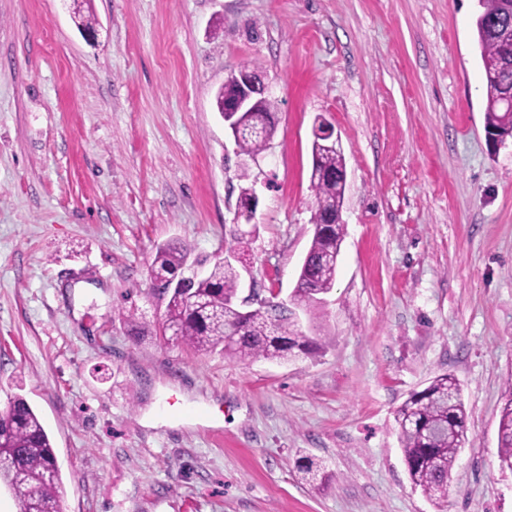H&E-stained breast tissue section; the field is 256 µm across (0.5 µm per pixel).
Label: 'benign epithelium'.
Here are the masks:
<instances>
[{
	"mask_svg": "<svg viewBox=\"0 0 512 512\" xmlns=\"http://www.w3.org/2000/svg\"><path fill=\"white\" fill-rule=\"evenodd\" d=\"M228 80L234 82L235 93L224 101V128L237 139L245 130H259L271 121L261 110V101L269 96V87L260 82L258 76L247 68L232 73ZM237 210L252 218L256 210L254 192L241 193L237 199Z\"/></svg>",
	"mask_w": 512,
	"mask_h": 512,
	"instance_id": "benign-epithelium-1",
	"label": "benign epithelium"
}]
</instances>
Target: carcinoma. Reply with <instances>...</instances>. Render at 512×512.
Here are the masks:
<instances>
[{
	"label": "carcinoma",
	"mask_w": 512,
	"mask_h": 512,
	"mask_svg": "<svg viewBox=\"0 0 512 512\" xmlns=\"http://www.w3.org/2000/svg\"><path fill=\"white\" fill-rule=\"evenodd\" d=\"M476 17L477 45L486 87L485 130L512 137V110L502 99L512 96V49L504 50L496 32L512 27V0H479ZM275 128L242 134L237 147L246 157L264 152ZM318 152L317 171L311 172L315 213L313 235L302 263L291 300L310 318H319L335 282L337 261L345 237V225L324 224L323 215L342 209L346 184L337 174L346 169L343 152L323 139L312 140ZM190 249L179 242L162 244L150 265L151 276L159 278L185 268ZM204 275L177 292L165 289L158 299L166 301L161 328H170L176 342L198 352L220 350L239 362L256 358L285 361L298 353L321 350L299 328L296 317L273 305L258 304L239 315L229 302L239 291V272L231 263L211 262ZM130 331L145 337L156 326L139 321L135 314L123 316ZM467 409L459 383L450 374L433 378L420 391L411 393L398 408L395 421L411 485L440 504L448 495V476L465 442ZM497 455L500 467L512 470V381L507 383L499 411ZM0 482L6 484L23 512H60L62 480L51 440L28 401L15 395L0 413Z\"/></svg>",
	"instance_id": "carcinoma-1"
}]
</instances>
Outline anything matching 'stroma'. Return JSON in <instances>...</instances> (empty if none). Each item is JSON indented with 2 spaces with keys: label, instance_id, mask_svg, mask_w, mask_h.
<instances>
[{
  "label": "stroma",
  "instance_id": "stroma-1",
  "mask_svg": "<svg viewBox=\"0 0 512 512\" xmlns=\"http://www.w3.org/2000/svg\"><path fill=\"white\" fill-rule=\"evenodd\" d=\"M0 0V407L23 395L62 512H512L497 427L512 378V138L490 149L479 0ZM252 63L277 101L240 167L215 97ZM347 169L314 358L248 363L167 336L155 248L235 247L290 294L309 247L312 126ZM453 374L467 443L435 505L395 414ZM324 477L305 479L301 458Z\"/></svg>",
  "mask_w": 512,
  "mask_h": 512
}]
</instances>
